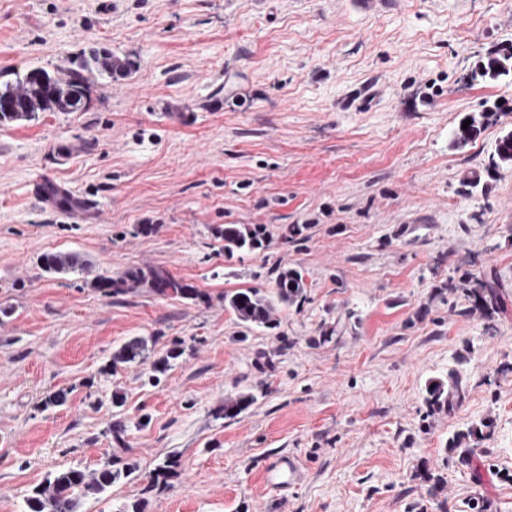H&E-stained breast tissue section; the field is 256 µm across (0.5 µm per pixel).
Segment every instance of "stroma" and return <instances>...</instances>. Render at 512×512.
<instances>
[{
    "label": "stroma",
    "instance_id": "obj_1",
    "mask_svg": "<svg viewBox=\"0 0 512 512\" xmlns=\"http://www.w3.org/2000/svg\"><path fill=\"white\" fill-rule=\"evenodd\" d=\"M93 47L136 72L87 111L0 125V512L107 459L137 469L81 512H512V166L492 163L512 75L470 78L512 50V0H0V85ZM227 224L263 225V247L226 254ZM57 251L90 269L44 272ZM159 267L209 302L90 286ZM284 269L305 298L274 328L225 310ZM479 281L493 307L468 299ZM135 337L144 358L111 369ZM452 371L459 396L430 407ZM280 456L300 468L284 491ZM479 436L482 437L483 432L478 427L469 428L466 432H458L450 441V448L459 454L462 462H467L472 458L476 450V448L469 446L470 438H477ZM299 467L296 461L288 457L274 460L266 471L267 482L278 490H284L297 481Z\"/></svg>",
    "mask_w": 512,
    "mask_h": 512
}]
</instances>
